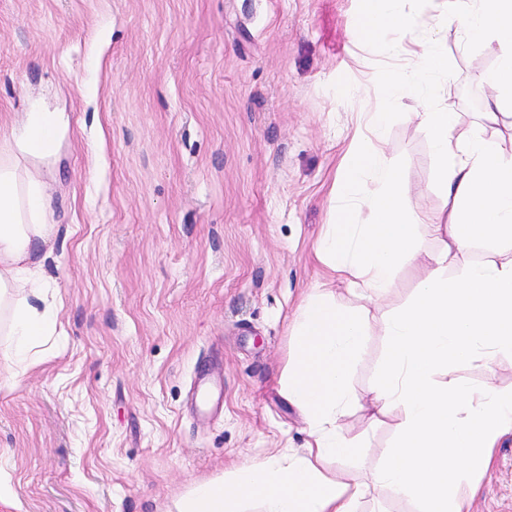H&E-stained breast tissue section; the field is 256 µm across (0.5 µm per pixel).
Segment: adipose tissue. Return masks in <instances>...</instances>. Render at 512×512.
I'll return each instance as SVG.
<instances>
[{"label": "adipose tissue", "mask_w": 512, "mask_h": 512, "mask_svg": "<svg viewBox=\"0 0 512 512\" xmlns=\"http://www.w3.org/2000/svg\"><path fill=\"white\" fill-rule=\"evenodd\" d=\"M401 4L359 0L364 38L387 44L393 58L412 56L415 66L378 72L383 108L366 113L367 137L344 156L337 203L316 247L333 278L369 300L392 290L402 262L426 264L411 301L380 325L385 357L369 405L373 421L395 420L396 436L381 449L371 483L327 469L360 452L340 422L360 403L350 378L370 326L362 311L337 307L331 289H314L292 321L282 380L306 417L305 446L243 460L223 481L196 484L177 512H363L376 489L410 501L415 512H470L493 448L512 434V386H500L495 373L499 357L512 355V140L484 133L512 109V0L436 3L466 43L495 51V66L478 77L488 94L477 125L441 94L451 74L439 29L417 34ZM404 99L416 104L412 117L427 135L445 200L430 220L414 210L410 187L384 157L388 109ZM47 126L30 113L13 135L14 153L0 155V361L13 376L55 331L42 282L49 201L17 159L42 142ZM425 228L437 243L430 252L419 244ZM479 244L489 259H474ZM473 363L484 371L481 383L450 377Z\"/></svg>", "instance_id": "adipose-tissue-1"}]
</instances>
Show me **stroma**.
Here are the masks:
<instances>
[{"label": "stroma", "mask_w": 512, "mask_h": 512, "mask_svg": "<svg viewBox=\"0 0 512 512\" xmlns=\"http://www.w3.org/2000/svg\"><path fill=\"white\" fill-rule=\"evenodd\" d=\"M357 0H0V149L28 113L63 116L50 154L22 164L46 186L44 279L55 336L0 384V512H176L195 482L305 444L281 380L289 325L330 282L314 244L352 139L391 58L360 35ZM442 93L479 119L495 54L441 21ZM394 105L386 158L444 201L423 128ZM425 268L403 263L369 302L330 282L371 326L351 385L368 395L384 315ZM370 481L395 433L356 408ZM471 512H512V436L494 448Z\"/></svg>", "instance_id": "stroma-1"}]
</instances>
